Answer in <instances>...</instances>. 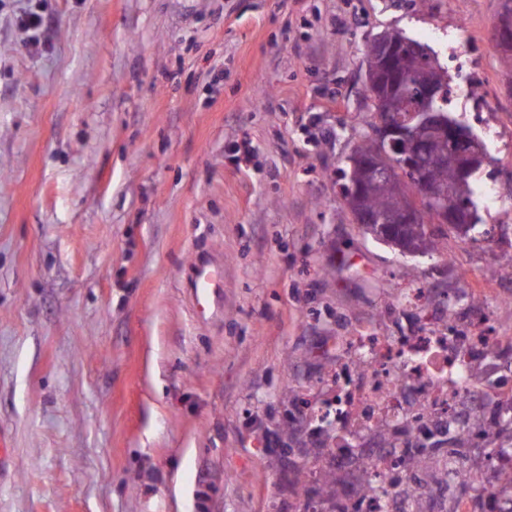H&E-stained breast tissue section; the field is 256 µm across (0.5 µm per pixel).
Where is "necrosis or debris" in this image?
<instances>
[{"mask_svg": "<svg viewBox=\"0 0 512 512\" xmlns=\"http://www.w3.org/2000/svg\"><path fill=\"white\" fill-rule=\"evenodd\" d=\"M485 318L439 330L428 325L388 335L380 327L356 329L341 343L345 352L331 378L336 393L305 405L319 427L335 430L333 447L322 449L315 468L355 465L364 491L342 500L345 512H413L403 485L424 484L411 465V447L435 428L460 429L462 407L512 413V332L487 330ZM403 422L405 436L389 446L353 448L349 437L376 433ZM491 468L471 457L454 458L449 480L472 476L468 492L432 493L436 512H479L490 499L493 512H512V448L488 451Z\"/></svg>", "mask_w": 512, "mask_h": 512, "instance_id": "1", "label": "necrosis or debris"}]
</instances>
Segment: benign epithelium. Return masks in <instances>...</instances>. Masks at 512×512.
<instances>
[{"label":"benign epithelium","mask_w":512,"mask_h":512,"mask_svg":"<svg viewBox=\"0 0 512 512\" xmlns=\"http://www.w3.org/2000/svg\"><path fill=\"white\" fill-rule=\"evenodd\" d=\"M496 41L503 54L512 53V7L509 5L497 24ZM411 51L412 44L405 39L393 42L382 36L377 38L376 55L382 67L390 71L394 70L399 59ZM373 138L380 146L379 153L366 156L355 154L349 159L351 171L364 174L361 180L352 181L346 199V206L356 222L375 239L417 256L421 251L400 241L399 230L403 224L421 223L418 202L422 201L436 213L440 221L454 227L459 236H466V225L458 223V213L448 202V186L430 179L427 170L449 165L459 178H466L475 163L483 159L477 135L458 129L441 113L409 105L404 117L380 122L373 132ZM390 154L397 155L401 165L420 169L418 200L411 199L390 212L356 207L357 201L373 187L392 180V173L380 165V158Z\"/></svg>","instance_id":"benign-epithelium-1"}]
</instances>
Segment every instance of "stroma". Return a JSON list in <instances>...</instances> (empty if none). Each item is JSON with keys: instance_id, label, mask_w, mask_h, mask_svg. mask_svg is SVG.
<instances>
[{"instance_id": "obj_1", "label": "stroma", "mask_w": 512, "mask_h": 512, "mask_svg": "<svg viewBox=\"0 0 512 512\" xmlns=\"http://www.w3.org/2000/svg\"><path fill=\"white\" fill-rule=\"evenodd\" d=\"M501 0H0V512H300L324 397L360 326L446 327L512 284V223L364 234L336 171L367 131L363 52L390 29L449 66L462 44L498 112L472 184L512 192ZM30 12L44 22L21 24ZM471 26L457 31V15ZM458 255L444 262L445 252ZM199 259L224 265L197 313ZM409 288L419 308L398 307ZM465 300L440 313L434 294Z\"/></svg>"}]
</instances>
